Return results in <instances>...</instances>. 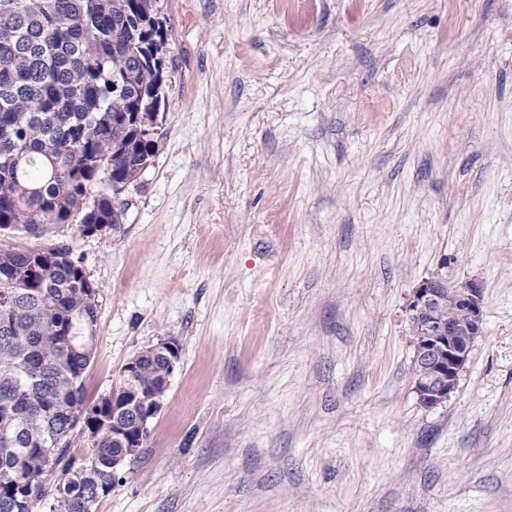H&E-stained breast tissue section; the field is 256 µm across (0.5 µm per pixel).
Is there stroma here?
<instances>
[{
    "label": "stroma",
    "mask_w": 512,
    "mask_h": 512,
    "mask_svg": "<svg viewBox=\"0 0 512 512\" xmlns=\"http://www.w3.org/2000/svg\"><path fill=\"white\" fill-rule=\"evenodd\" d=\"M162 135L96 289L90 401L179 348L96 512H512V0H160ZM484 288L447 401L407 301Z\"/></svg>",
    "instance_id": "35a3bbf8"
}]
</instances>
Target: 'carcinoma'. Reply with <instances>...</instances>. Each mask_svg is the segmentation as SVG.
Here are the masks:
<instances>
[{"instance_id":"obj_1","label":"carcinoma","mask_w":512,"mask_h":512,"mask_svg":"<svg viewBox=\"0 0 512 512\" xmlns=\"http://www.w3.org/2000/svg\"><path fill=\"white\" fill-rule=\"evenodd\" d=\"M155 0H0V234L117 228L112 193L136 181L161 133L140 131L164 84L169 28ZM95 288L64 248L0 250V512H96L124 444L112 421L142 414L136 386L165 368L153 350L114 396L91 403ZM81 466L63 460L76 428ZM61 476L54 486L48 476Z\"/></svg>"}]
</instances>
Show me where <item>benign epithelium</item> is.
<instances>
[{
	"instance_id": "benign-epithelium-1",
	"label": "benign epithelium",
	"mask_w": 512,
	"mask_h": 512,
	"mask_svg": "<svg viewBox=\"0 0 512 512\" xmlns=\"http://www.w3.org/2000/svg\"><path fill=\"white\" fill-rule=\"evenodd\" d=\"M455 296L456 306L466 322L459 325L444 319L440 308L446 293ZM408 313L420 317L421 329L415 341V391L423 404L437 406L446 401L455 390L460 373L469 360L477 336L484 324L483 287L469 281L450 286L441 278L422 281L413 291ZM155 348L165 352L167 368L162 374L163 388H169L170 377L179 361V348L169 338L158 340ZM144 413L135 422L136 437L128 444V452L135 454L151 435L152 421L162 402L148 395L140 398Z\"/></svg>"
}]
</instances>
